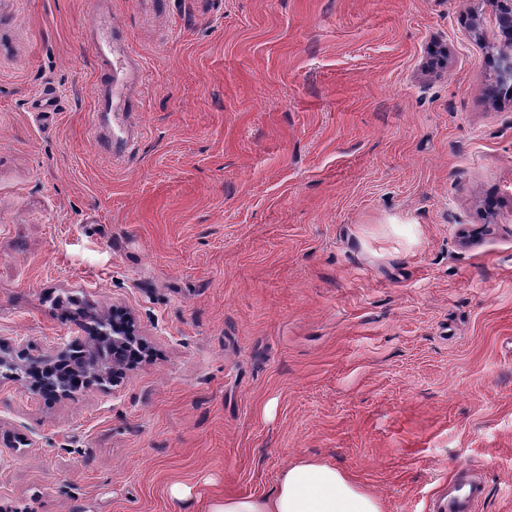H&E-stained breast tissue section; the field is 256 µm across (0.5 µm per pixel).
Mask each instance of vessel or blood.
Wrapping results in <instances>:
<instances>
[{
    "instance_id": "vessel-or-blood-1",
    "label": "vessel or blood",
    "mask_w": 512,
    "mask_h": 512,
    "mask_svg": "<svg viewBox=\"0 0 512 512\" xmlns=\"http://www.w3.org/2000/svg\"><path fill=\"white\" fill-rule=\"evenodd\" d=\"M96 39L93 50L97 57L108 64L109 77L106 82L94 89V95L99 109L105 113L117 110L133 111L135 104L131 99L125 98L124 89L129 79L139 76L142 66L138 62L126 37L120 36L116 30L117 24L111 14L95 12ZM96 137L103 151L120 158L126 152L127 141L113 139L111 129L106 125H98ZM482 485L475 484L464 478H456L454 485L448 492L447 501L441 502V512H472V504L482 494Z\"/></svg>"
}]
</instances>
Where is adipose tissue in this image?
I'll list each match as a JSON object with an SVG mask.
<instances>
[{
    "instance_id": "1",
    "label": "adipose tissue",
    "mask_w": 512,
    "mask_h": 512,
    "mask_svg": "<svg viewBox=\"0 0 512 512\" xmlns=\"http://www.w3.org/2000/svg\"><path fill=\"white\" fill-rule=\"evenodd\" d=\"M204 512H382L378 498L343 470L314 460L287 465L266 494L223 496Z\"/></svg>"
}]
</instances>
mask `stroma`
Segmentation results:
<instances>
[{"label": "stroma", "instance_id": "35a3bbf8", "mask_svg": "<svg viewBox=\"0 0 512 512\" xmlns=\"http://www.w3.org/2000/svg\"><path fill=\"white\" fill-rule=\"evenodd\" d=\"M0 0V341L127 312L117 383L0 380V512H203L313 458L382 512H512V96L497 0ZM190 488L184 502L173 486ZM93 6L95 18L96 39L93 50L97 57L108 64L109 79L94 88L95 99L99 104L97 112H132L135 109L134 102L124 96V89L129 79H134L143 72L142 65L136 59L135 53L129 45L126 37H118L116 27L119 24L112 21V14L100 12L96 7V1H89ZM123 102L118 108L117 101ZM96 137L98 143L103 151L112 156L113 160H116L123 156L126 152L127 146L130 144V140H113L112 139V127L107 128L106 124H99L96 128ZM483 492L482 484H475L458 477L454 485L448 490V500L441 502L439 510L444 512H472L471 505Z\"/></svg>", "mask_w": 512, "mask_h": 512}]
</instances>
